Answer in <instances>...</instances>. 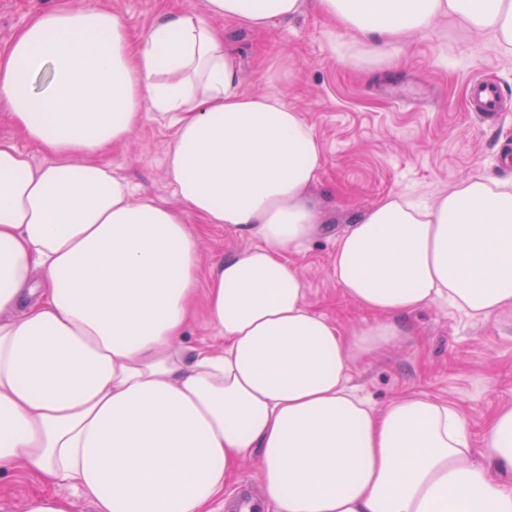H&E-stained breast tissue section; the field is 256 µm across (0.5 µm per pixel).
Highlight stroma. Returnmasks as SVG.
Masks as SVG:
<instances>
[{"label":"stroma","mask_w":512,"mask_h":512,"mask_svg":"<svg viewBox=\"0 0 512 512\" xmlns=\"http://www.w3.org/2000/svg\"><path fill=\"white\" fill-rule=\"evenodd\" d=\"M59 0H0V48L30 17ZM130 30L151 28L176 10H197L201 0H109ZM241 61V88L253 94L284 90L318 138L321 164L312 196L327 217L318 235L290 260L302 272L308 303L341 326L373 316L347 299L332 274L336 239L380 198L406 193L431 200L476 176L512 177L501 161L512 152V49L452 16L413 36L389 63L371 64L342 28L308 10L265 31L216 20ZM500 84V119L470 111L473 78ZM171 131L149 119L104 157L133 186L170 198L165 157ZM202 267L245 243L216 224L191 220ZM413 333L361 359L347 386L381 410L407 394L455 405L473 445L501 407L512 405V316L474 320L437 302L412 318ZM35 492L67 498L73 512L90 505L64 486L40 483L22 470L0 475V512H25Z\"/></svg>","instance_id":"obj_1"}]
</instances>
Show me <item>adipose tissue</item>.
I'll return each instance as SVG.
<instances>
[{
	"label": "adipose tissue",
	"instance_id": "ef3b65f1",
	"mask_svg": "<svg viewBox=\"0 0 512 512\" xmlns=\"http://www.w3.org/2000/svg\"><path fill=\"white\" fill-rule=\"evenodd\" d=\"M309 7L377 62L448 15L512 47V0H203L137 37L107 7L58 5L0 49V112L47 158L0 141V471L94 512H205L255 456L274 512H512V406L476 451L450 403L376 411L346 387L417 310L512 311V180L379 199L332 260L373 322L315 312L287 256L323 222L320 143L283 93L242 91L213 24L266 29ZM150 116L173 131L170 202L99 159ZM193 218L251 241L204 288ZM201 289L213 347L185 343Z\"/></svg>",
	"mask_w": 512,
	"mask_h": 512
}]
</instances>
